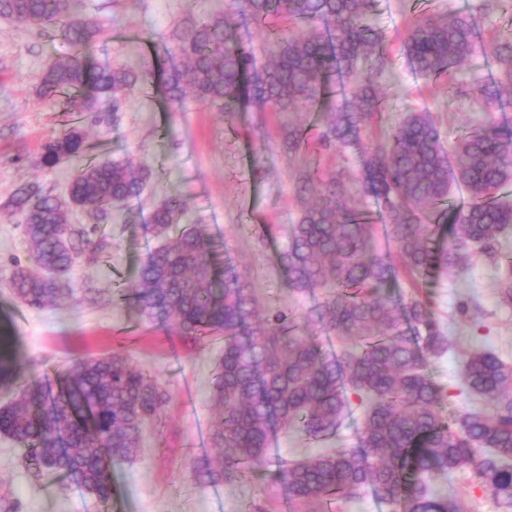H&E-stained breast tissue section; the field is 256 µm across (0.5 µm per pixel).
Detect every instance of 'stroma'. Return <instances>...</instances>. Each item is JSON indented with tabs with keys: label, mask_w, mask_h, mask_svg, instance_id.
Instances as JSON below:
<instances>
[{
	"label": "stroma",
	"mask_w": 512,
	"mask_h": 512,
	"mask_svg": "<svg viewBox=\"0 0 512 512\" xmlns=\"http://www.w3.org/2000/svg\"><path fill=\"white\" fill-rule=\"evenodd\" d=\"M476 4L377 0L373 23L386 37L390 65L379 80L385 111L375 134L389 133L411 109L430 113L449 144L485 123V113L470 97L456 96L446 79L417 77L400 51L416 15L468 12ZM79 13L105 30L91 55L101 66L138 72L158 67L157 54L170 46L176 28L189 18L212 16L234 18L241 41L254 50L258 63L267 60L265 31L236 16L233 0H83ZM70 52L52 27L0 17V322L8 325L14 342L19 383L78 355L120 351L157 381L169 402L161 422L147 425L137 459L114 469L116 494L105 506L57 478L34 477L21 463V447L0 436V512H248L254 502L264 503L267 512H288V497L274 484L256 480L204 487L190 476L191 460L204 452L198 432L214 414L210 392L219 343L193 344L107 297L134 287L139 263L153 245L142 227L150 223L157 203L178 197L188 208L186 223L206 225L217 247L225 248L247 277L260 314L282 308L305 315L312 299L284 288L278 259L300 216L298 172L308 166L322 175L352 176L359 154L324 148L319 140L323 121L310 113H225L191 97L173 111L154 82L129 89L117 110L108 101L88 112L70 110L66 102L37 93L47 64ZM291 123L304 126L309 140L297 154L284 142V128ZM72 127L83 132L88 158H131L149 178L141 198L113 206L108 223L97 224L83 208H66L68 223L96 225L98 235L112 240L111 252L83 255L68 275L73 287L97 289L105 302L64 299L32 309L4 286L14 263L30 262L20 220L5 204L24 184L67 198L74 167H43L40 153L45 141ZM511 262L512 230L494 251L470 250L459 267L437 271L425 284L432 313L452 341L448 353L427 362L448 394V412L464 409L457 389L466 352L484 346L512 363V306L498 295L499 279ZM436 484L463 500L468 512H508L468 470Z\"/></svg>",
	"instance_id": "obj_1"
}]
</instances>
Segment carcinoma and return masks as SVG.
Masks as SVG:
<instances>
[{
	"label": "carcinoma",
	"mask_w": 512,
	"mask_h": 512,
	"mask_svg": "<svg viewBox=\"0 0 512 512\" xmlns=\"http://www.w3.org/2000/svg\"><path fill=\"white\" fill-rule=\"evenodd\" d=\"M236 11L257 25L273 17L299 32H274L269 60L259 65L253 51L222 18H207L175 34L179 61L161 73L169 104L186 95L222 112L324 114L320 141L354 147L381 114L383 98L374 80L389 61L381 34L369 24L375 0H235ZM506 0H480L467 14L422 15L403 50L411 69L425 79L453 78L471 57L496 63L499 75L477 77L461 95L476 94L483 112L504 110L512 97V35L490 41L484 19ZM0 15L25 25H50L72 53L44 70L39 95L86 101L111 100L119 111L126 91L151 80L149 71L99 68L88 49L102 34L80 17L74 0H0ZM288 150L306 142L305 128L288 130ZM80 131L71 129L43 146L41 164H78L69 186L70 203L95 208L106 218L117 202L140 196L144 167L128 159L85 161ZM357 181L377 205L382 224L346 203L349 185L341 175L306 172L301 189H320L321 201L304 207L280 256L284 287L313 295L308 318L342 343L328 350L287 311L256 320L245 277L230 262L218 272L213 241L202 224H187L176 237L173 225L185 202L168 198L153 211L146 235L159 242L142 260L127 300L147 320L161 321L184 339L219 340L211 399L217 409L208 442L221 453L190 462L200 485L240 482L265 471L288 490L294 512H325L332 505L370 492L403 512H461L434 479L462 466L478 484L512 508V364L492 349L468 353L459 394L467 406L450 419L445 399L424 368L427 358L448 352L450 338L428 301L416 295L391 302L387 286L398 270L423 280L437 269L455 268L468 251L491 250L512 225V204L498 189L512 181V127L488 124L461 134L447 147L426 112H409L388 135L376 137L361 155ZM473 202L448 205L456 186ZM20 216L32 271L16 265L7 288L32 309L64 296L93 301V288H60L49 275L70 271L86 250H112L106 237L67 223L63 203L32 186L18 188L7 203ZM433 224L452 225L445 248L431 243ZM16 356L12 336L0 327V384L11 385ZM166 393L122 352L74 359L54 381L26 384L0 406V434L23 449L22 462L36 477H60L100 503L113 495L112 470L138 457L144 424L159 419ZM364 414L357 440L342 428L354 408ZM295 429L327 452L304 460L271 456L272 435Z\"/></svg>",
	"instance_id": "cac0c4a2"
}]
</instances>
